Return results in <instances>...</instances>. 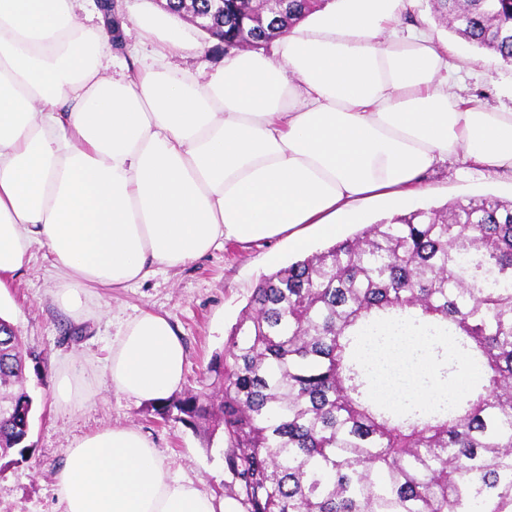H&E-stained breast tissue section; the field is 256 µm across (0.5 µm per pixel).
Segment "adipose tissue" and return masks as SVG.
Returning <instances> with one entry per match:
<instances>
[{"label":"adipose tissue","mask_w":512,"mask_h":512,"mask_svg":"<svg viewBox=\"0 0 512 512\" xmlns=\"http://www.w3.org/2000/svg\"><path fill=\"white\" fill-rule=\"evenodd\" d=\"M410 0H348L277 41L233 51L206 81L179 71L168 32L110 72L101 11L78 0H0V289L42 248L74 314L92 288L186 267L225 241L331 236L361 200L414 198L455 156L512 177V108L455 89L448 50L402 29ZM381 371L401 402L453 400L425 386L423 341L394 327ZM186 349L144 311L104 365L113 389L161 404L184 383ZM63 512H233L176 477L139 430L73 441L54 474Z\"/></svg>","instance_id":"obj_1"}]
</instances>
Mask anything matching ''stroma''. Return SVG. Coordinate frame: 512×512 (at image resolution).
Segmentation results:
<instances>
[{"label": "stroma", "instance_id": "1", "mask_svg": "<svg viewBox=\"0 0 512 512\" xmlns=\"http://www.w3.org/2000/svg\"><path fill=\"white\" fill-rule=\"evenodd\" d=\"M431 35L448 49L458 93L490 107H512V65L478 49L433 15L429 0H412L402 19ZM493 196L512 201V179L473 165L448 160L426 174L412 205L367 199L359 207L375 224L408 213L410 208H440L457 199ZM326 239L311 236L306 250L291 243L228 242L182 269L158 267L148 280L118 291L95 289L89 309L77 316L56 300V282L44 250H36L27 269L0 292V315L16 326L25 349L33 351L23 382L33 397L27 460L0 473V512H60L54 473L70 443L110 426H131L147 436L175 473L203 492L241 506L239 485L228 469L230 450L222 436L206 438L181 423L162 421L151 404L136 403L113 390L102 366L126 323L140 311L168 316L186 346L185 387L196 386L212 356L222 352L253 288L302 253L326 248ZM87 368L91 397L62 405L52 397L59 369Z\"/></svg>", "mask_w": 512, "mask_h": 512}]
</instances>
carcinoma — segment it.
<instances>
[{
    "instance_id": "obj_1",
    "label": "carcinoma",
    "mask_w": 512,
    "mask_h": 512,
    "mask_svg": "<svg viewBox=\"0 0 512 512\" xmlns=\"http://www.w3.org/2000/svg\"><path fill=\"white\" fill-rule=\"evenodd\" d=\"M448 28L512 64V0H430ZM329 0H289L252 42L265 48ZM235 15L225 0L224 46ZM410 323L444 357L442 378L478 376L457 398L405 412L379 406L359 336ZM18 330L0 317V473L26 459L34 401ZM210 387L153 407L231 444L246 512H512V201L467 197L415 210L264 277L207 367Z\"/></svg>"
}]
</instances>
